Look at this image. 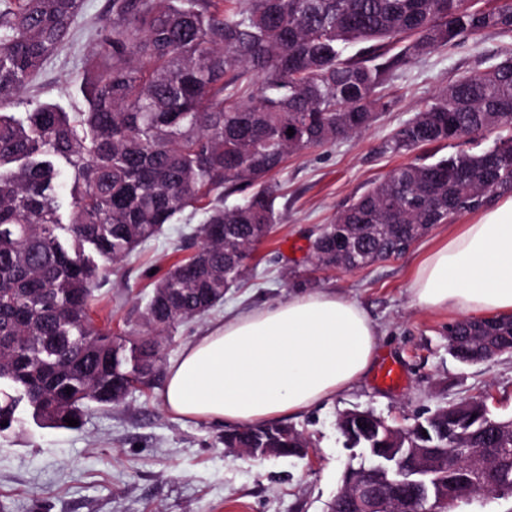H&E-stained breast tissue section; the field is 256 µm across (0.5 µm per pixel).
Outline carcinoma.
Here are the masks:
<instances>
[{"mask_svg": "<svg viewBox=\"0 0 512 512\" xmlns=\"http://www.w3.org/2000/svg\"><path fill=\"white\" fill-rule=\"evenodd\" d=\"M83 6L0 0V422L10 427L26 411L66 428L65 418L81 420L92 404L125 405L138 391L132 379L163 369L165 332L221 305L251 274L278 219L270 177L289 155L370 127L389 107L376 89L407 63L488 29L512 32V0L490 11L466 0H109L83 77L87 111L47 102L22 118L6 111L66 43ZM497 128L512 129L511 56L441 89L385 150ZM237 186L249 193L224 207V191ZM507 194L512 136L478 153L402 164L324 225L313 268L399 256L416 225L446 224ZM204 201L201 246L160 275L139 326L85 347L102 271ZM448 353L464 364L512 354V316L448 324ZM337 426L345 447L407 465V448L450 458L478 449L480 471L466 460L444 471V512L476 495L512 499V416L493 413L485 398L440 407L407 429L358 409ZM222 441L299 456L313 447L280 422L228 428ZM398 494L417 512L422 488Z\"/></svg>", "mask_w": 512, "mask_h": 512, "instance_id": "1", "label": "carcinoma"}]
</instances>
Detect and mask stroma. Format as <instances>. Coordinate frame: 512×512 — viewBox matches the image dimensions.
<instances>
[{"label":"stroma","mask_w":512,"mask_h":512,"mask_svg":"<svg viewBox=\"0 0 512 512\" xmlns=\"http://www.w3.org/2000/svg\"><path fill=\"white\" fill-rule=\"evenodd\" d=\"M108 0H85L64 48L50 58L34 85L12 110L28 112L36 102H53L81 112L85 64L101 41ZM512 54V33L486 30L411 61L380 90L391 106L362 134L288 158L276 174L280 221L260 243L252 263L256 277L224 297L222 307L171 330L167 359L224 316L227 307L246 308L287 298L295 276L313 289L331 288L356 300L376 324L378 361L394 363L401 381L380 383L377 370L311 410L287 416L289 425L312 439L306 458L263 460L228 454L223 426L173 419L162 387L133 393L125 407H91L79 429L26 422L0 432V512H326L349 458L336 428L351 409H370L400 426L464 398L489 395L498 413L512 415V354L464 365L448 352L445 331L454 312L415 306L410 293L418 258L446 239L454 224H471L464 212L454 224H439L402 256L355 270H313L309 238L351 198L384 179L401 164L431 163L456 151L478 152L505 137L502 129L466 142H442L409 153L383 152L382 144L440 89L488 69ZM202 213L184 212L138 247L99 284L91 317L101 328L120 332L138 324L152 292V270H166L202 243Z\"/></svg>","instance_id":"obj_1"}]
</instances>
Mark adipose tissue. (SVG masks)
<instances>
[{
    "label": "adipose tissue",
    "instance_id": "1",
    "mask_svg": "<svg viewBox=\"0 0 512 512\" xmlns=\"http://www.w3.org/2000/svg\"><path fill=\"white\" fill-rule=\"evenodd\" d=\"M410 291L428 311L512 315V196L426 253ZM377 344L363 308L331 289L230 309L168 365L163 404L180 421L272 422L359 381Z\"/></svg>",
    "mask_w": 512,
    "mask_h": 512
}]
</instances>
